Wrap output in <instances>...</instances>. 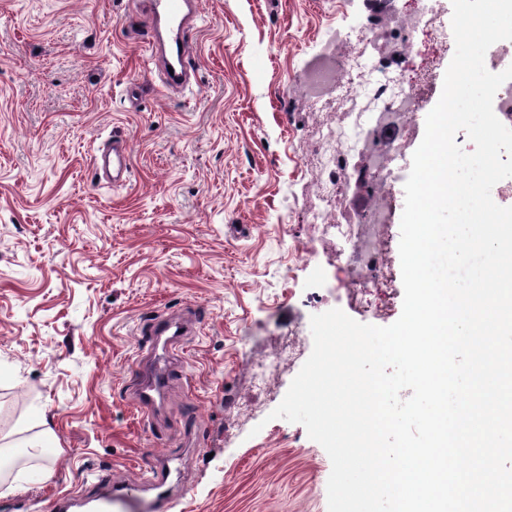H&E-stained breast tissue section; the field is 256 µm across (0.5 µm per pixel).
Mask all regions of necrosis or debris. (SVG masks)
I'll list each match as a JSON object with an SVG mask.
<instances>
[{"label": "necrosis or debris", "mask_w": 512, "mask_h": 512, "mask_svg": "<svg viewBox=\"0 0 512 512\" xmlns=\"http://www.w3.org/2000/svg\"><path fill=\"white\" fill-rule=\"evenodd\" d=\"M371 26L332 29L308 67L313 92L308 101L316 112L340 111L351 137L346 146L335 147V125H324L312 141L318 155L320 183L316 202L307 211L308 223L320 227L325 238L346 243L356 259L340 267L342 280L357 290L362 308L375 309L373 288H394L396 277L388 266L392 227L398 208L392 162L401 156L413 130V115L427 95L431 79L421 74L408 80L405 72L414 56L427 45L455 48L453 33L437 17L431 0L401 14L391 11L387 0H376ZM390 48L366 73L361 58L379 45ZM363 188L368 202L358 220H348L343 202L349 190ZM297 351L295 334L278 338L268 354L252 362V384L263 396L274 394V381L282 366Z\"/></svg>", "instance_id": "obj_1"}]
</instances>
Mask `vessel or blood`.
Instances as JSON below:
<instances>
[{
  "instance_id": "b4317fda",
  "label": "vessel or blood",
  "mask_w": 512,
  "mask_h": 512,
  "mask_svg": "<svg viewBox=\"0 0 512 512\" xmlns=\"http://www.w3.org/2000/svg\"><path fill=\"white\" fill-rule=\"evenodd\" d=\"M144 12L152 28L148 43L152 52L162 54L166 65L161 73L164 87L176 89L188 84L192 77L189 64V47L185 32L191 27L200 13V0H142ZM113 185H123L130 168V154L126 141L116 140L111 145ZM153 343L150 347L153 356L152 369L145 378L139 380L135 389V398L141 408H151L160 400L173 377L183 374L187 365L184 360L171 354V347L184 334L182 324L170 319L153 320L150 326ZM171 470L149 469L144 479L151 493L135 497L129 485L112 474L97 471L93 482L105 486L103 497L95 499L87 506L86 512H112L115 502L128 503L131 512H171L172 497L169 492Z\"/></svg>"
}]
</instances>
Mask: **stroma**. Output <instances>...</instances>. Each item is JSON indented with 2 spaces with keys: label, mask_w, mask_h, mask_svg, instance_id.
I'll list each match as a JSON object with an SVG mask.
<instances>
[{
  "label": "stroma",
  "mask_w": 512,
  "mask_h": 512,
  "mask_svg": "<svg viewBox=\"0 0 512 512\" xmlns=\"http://www.w3.org/2000/svg\"><path fill=\"white\" fill-rule=\"evenodd\" d=\"M190 29L191 89H144L149 27L139 0H0V512H56L95 496L90 472L132 484L163 458L177 467L173 512H328L331 460L276 402L225 429L226 399L250 392L254 356L296 330L301 347L279 393L313 348L312 315L333 308L388 326L402 288L378 311L336 285L340 258L306 221L316 181L307 145L332 113L294 94L326 29L360 28L362 0H202ZM451 55L397 160L408 177ZM131 176L100 180L93 158L112 135ZM195 311L178 346L160 419L148 423L134 369L158 316ZM53 433V451L20 449Z\"/></svg>",
  "instance_id": "obj_1"
}]
</instances>
